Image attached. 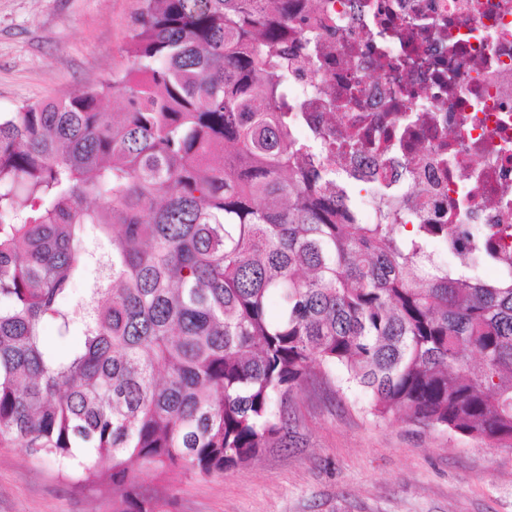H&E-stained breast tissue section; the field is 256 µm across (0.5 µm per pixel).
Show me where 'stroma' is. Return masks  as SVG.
<instances>
[{
    "instance_id": "1",
    "label": "stroma",
    "mask_w": 512,
    "mask_h": 512,
    "mask_svg": "<svg viewBox=\"0 0 512 512\" xmlns=\"http://www.w3.org/2000/svg\"><path fill=\"white\" fill-rule=\"evenodd\" d=\"M142 0H0V113L127 70ZM172 512H512V448L379 419L357 390L309 382L288 437L220 476L183 470ZM0 512H112L111 488L0 447Z\"/></svg>"
}]
</instances>
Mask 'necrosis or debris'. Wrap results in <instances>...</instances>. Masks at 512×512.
Masks as SVG:
<instances>
[{"mask_svg":"<svg viewBox=\"0 0 512 512\" xmlns=\"http://www.w3.org/2000/svg\"><path fill=\"white\" fill-rule=\"evenodd\" d=\"M313 67L288 79L291 134L330 133L354 223L494 224L512 251V0H321ZM351 86L343 112L322 104Z\"/></svg>","mask_w":512,"mask_h":512,"instance_id":"necrosis-or-debris-1","label":"necrosis or debris"}]
</instances>
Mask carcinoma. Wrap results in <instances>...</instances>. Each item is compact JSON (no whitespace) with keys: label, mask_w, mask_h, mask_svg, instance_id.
<instances>
[{"label":"carcinoma","mask_w":512,"mask_h":512,"mask_svg":"<svg viewBox=\"0 0 512 512\" xmlns=\"http://www.w3.org/2000/svg\"><path fill=\"white\" fill-rule=\"evenodd\" d=\"M289 2L143 0L131 69L0 115V446L112 485L113 512H162L140 470L285 443L317 370L512 448V264L487 282L467 255L492 241L446 262V224L352 222V181L288 130Z\"/></svg>","instance_id":"1"}]
</instances>
